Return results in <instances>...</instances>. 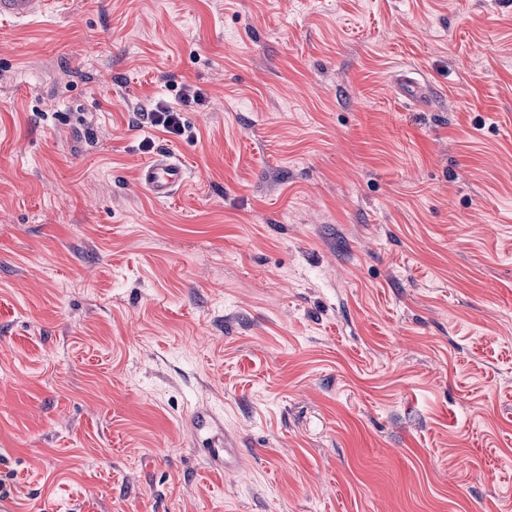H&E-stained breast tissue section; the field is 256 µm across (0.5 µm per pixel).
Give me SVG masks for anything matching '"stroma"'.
Wrapping results in <instances>:
<instances>
[{"label": "stroma", "instance_id": "35a3bbf8", "mask_svg": "<svg viewBox=\"0 0 512 512\" xmlns=\"http://www.w3.org/2000/svg\"><path fill=\"white\" fill-rule=\"evenodd\" d=\"M160 100L189 136L137 117ZM162 154L189 170L166 201L139 183ZM2 497L512 512V0L0 19ZM219 424L218 417L208 409H197L189 421L190 431L194 436L216 433L221 429ZM209 439L210 442L207 444L209 448H205L208 462L211 465L228 468L226 455L229 453V448H224V435L216 433Z\"/></svg>", "mask_w": 512, "mask_h": 512}]
</instances>
